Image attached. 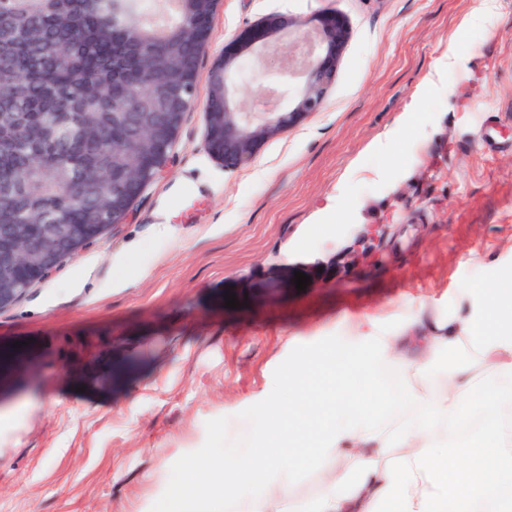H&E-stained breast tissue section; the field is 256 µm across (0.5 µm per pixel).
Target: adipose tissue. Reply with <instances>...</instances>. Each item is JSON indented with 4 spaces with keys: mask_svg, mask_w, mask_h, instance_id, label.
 <instances>
[{
    "mask_svg": "<svg viewBox=\"0 0 512 512\" xmlns=\"http://www.w3.org/2000/svg\"><path fill=\"white\" fill-rule=\"evenodd\" d=\"M370 323L289 364L249 448L226 445L208 488L185 486L160 512H512V274L445 313L418 303L394 332ZM307 471L318 490L294 497Z\"/></svg>",
    "mask_w": 512,
    "mask_h": 512,
    "instance_id": "obj_1",
    "label": "adipose tissue"
}]
</instances>
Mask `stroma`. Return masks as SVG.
<instances>
[{
    "mask_svg": "<svg viewBox=\"0 0 512 512\" xmlns=\"http://www.w3.org/2000/svg\"><path fill=\"white\" fill-rule=\"evenodd\" d=\"M476 2L220 0L160 177L0 308V512H150L188 459L241 443L292 361L512 266V0L458 34ZM334 10L351 36L322 108L224 169L205 137L225 44Z\"/></svg>",
    "mask_w": 512,
    "mask_h": 512,
    "instance_id": "stroma-1",
    "label": "stroma"
}]
</instances>
